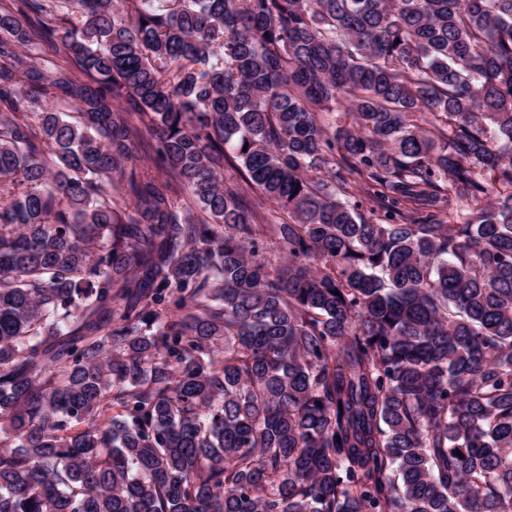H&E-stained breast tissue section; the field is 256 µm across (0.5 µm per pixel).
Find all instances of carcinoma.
I'll use <instances>...</instances> for the list:
<instances>
[{
	"instance_id": "obj_1",
	"label": "carcinoma",
	"mask_w": 512,
	"mask_h": 512,
	"mask_svg": "<svg viewBox=\"0 0 512 512\" xmlns=\"http://www.w3.org/2000/svg\"><path fill=\"white\" fill-rule=\"evenodd\" d=\"M0 512H512V0H0Z\"/></svg>"
}]
</instances>
